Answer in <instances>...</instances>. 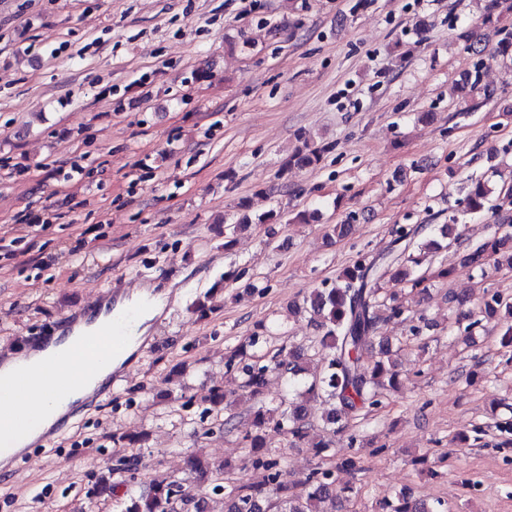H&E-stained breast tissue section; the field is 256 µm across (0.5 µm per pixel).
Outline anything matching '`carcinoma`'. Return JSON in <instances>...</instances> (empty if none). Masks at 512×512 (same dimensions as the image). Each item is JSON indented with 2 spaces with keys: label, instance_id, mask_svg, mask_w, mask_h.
<instances>
[{
  "label": "carcinoma",
  "instance_id": "cac0c4a2",
  "mask_svg": "<svg viewBox=\"0 0 512 512\" xmlns=\"http://www.w3.org/2000/svg\"><path fill=\"white\" fill-rule=\"evenodd\" d=\"M333 148L332 144L318 145L306 140L304 147L289 157L287 166H315ZM511 206V181L497 189L486 182L465 187L462 209L438 232H431L430 224L398 225L385 249L376 254L358 253L336 279L311 289L302 304L318 332L310 343L274 355L267 362L261 355L249 362L242 352H231L225 362L227 372L242 378V388L254 401L249 419L240 429L243 462L263 470L264 480L258 484L237 483L227 479L235 472V466L227 460L216 463L201 454L187 459L197 481H209L213 492L224 494L225 512H332L336 497L346 492V488L337 485L334 473L317 466L299 483L292 484L285 462L266 448L269 434L276 432L307 444L315 458L331 454L336 433L348 429L347 419L365 407H377L384 392L396 391L402 383L399 364L391 358V342L379 331L388 320L402 317L412 323L414 318L404 315L395 297L386 295L385 279L400 281L418 293L426 292L429 276L420 271L425 257L451 244L463 249L461 266L482 276L491 262L512 268V244L508 243L511 234L495 232L474 245L464 243L457 232L469 217L486 210L501 212ZM283 220L284 214L276 210L255 219L244 212L232 226V232L224 233V248L233 245L234 233L254 222L276 224ZM448 301L462 308L457 324L464 340L473 339L477 329L485 328V323L493 320L503 330V346H512L511 296L488 290L476 310L463 309L467 297L459 293L448 295ZM310 352L320 359L312 370L305 366ZM271 376L284 380L293 398L276 406L266 404L263 394ZM315 397L330 404L321 417L319 430L315 429L307 407V401ZM204 402L218 416L230 405L221 389L209 390ZM122 512H208V500L192 494L182 481L161 476L147 489L130 495ZM378 512H448V507L440 499L431 505L418 503L400 491L381 499Z\"/></svg>",
  "mask_w": 512,
  "mask_h": 512
}]
</instances>
